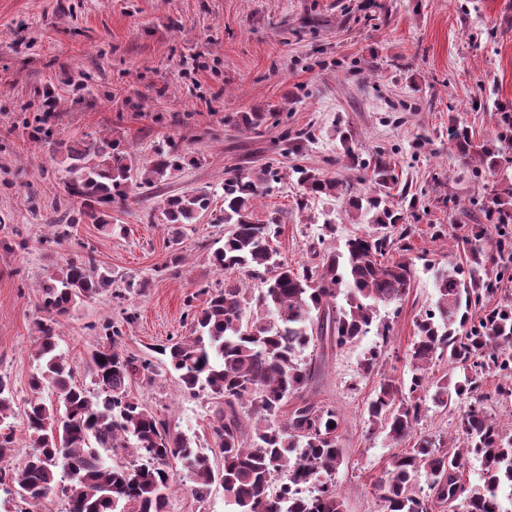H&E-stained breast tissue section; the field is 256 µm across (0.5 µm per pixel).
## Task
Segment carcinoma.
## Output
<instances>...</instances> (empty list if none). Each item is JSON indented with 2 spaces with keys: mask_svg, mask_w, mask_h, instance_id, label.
<instances>
[{
  "mask_svg": "<svg viewBox=\"0 0 512 512\" xmlns=\"http://www.w3.org/2000/svg\"><path fill=\"white\" fill-rule=\"evenodd\" d=\"M240 121L256 130L269 122L276 127L280 118L276 112H245ZM448 141L460 165L477 164L502 173V179L482 206L486 223L460 237L465 263L435 276L437 299L415 321L410 384L383 376L366 413L369 427L386 429L397 447L413 435L427 402L438 408L463 403L466 409L448 443L422 436L391 454L377 482L380 512H431L435 503L460 512H505L501 492L506 486L512 490V434L490 413L482 391L484 379L497 377V399L512 398V305L486 309L495 290L512 283V156L503 146L476 143L463 122L448 128ZM51 151L63 157L69 174L67 203L57 218L58 245L82 221L111 228L112 204L186 165V154L174 144L155 150L141 169L128 163L119 142L106 137ZM286 176L307 195L347 196L348 206L373 230L348 238L341 250L326 249L316 266H292L274 246L282 232L277 212L263 223L252 219L266 184ZM286 176L271 165L255 178L230 175L219 185L224 209L217 215L212 203L219 189L168 196L160 207L159 221L176 231L203 214L228 226L210 256L224 279L199 285L198 293L208 296L204 308L195 310L192 295L186 300L191 335L157 349L185 392L224 401L212 428L223 460L219 468L205 449L192 447L132 396V383H150L157 372L123 348L122 330L112 323L99 327L90 354L94 388L75 383L58 351L59 328L71 309L112 288V274L88 252L65 259L58 273L39 284L47 316L37 321L41 365L29 379L24 408L31 452L18 466L0 469V486L30 505L24 512H35L33 507L59 494L67 499V512H167L172 464L187 471L190 490L200 500L220 486L234 512H345L333 483L343 463L339 418L335 409L300 396L318 371L317 362L303 354L318 341L343 348L372 331L387 342L392 324L380 308L408 294L413 263L401 244L404 215L391 201L397 178L389 164L376 162L373 194L318 169L295 166ZM398 227V238H391L388 231ZM393 250L397 258L380 261ZM242 272L260 287H241ZM443 357L459 371L456 380L429 381L430 366ZM296 394L288 417L279 419ZM13 404L9 378L0 374L1 462L15 448ZM114 448L135 456L136 463H106L100 450ZM472 458L483 465L477 485L463 480ZM421 472L430 479L426 491L416 487ZM276 476L282 483L273 491Z\"/></svg>",
  "mask_w": 512,
  "mask_h": 512,
  "instance_id": "carcinoma-1",
  "label": "carcinoma"
}]
</instances>
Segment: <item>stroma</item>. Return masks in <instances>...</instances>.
Here are the masks:
<instances>
[{
    "mask_svg": "<svg viewBox=\"0 0 512 512\" xmlns=\"http://www.w3.org/2000/svg\"><path fill=\"white\" fill-rule=\"evenodd\" d=\"M512 105V0H0V373L14 389L16 448L30 450L23 421L37 361L36 323L44 317L40 279L65 254L93 251L112 273V290L85 302L60 328L59 348L78 382L91 386L95 326L123 329L122 344L159 362L155 348L185 336L186 297L204 307L198 286L216 280L209 256L223 225L211 217L172 238L158 220L163 197L216 186L229 173L257 176L272 161L307 166L374 186L370 165L388 162L408 187L406 244L415 264L409 293L385 308L393 330L336 349L316 346L320 365L305 394L336 410L344 462L336 488L346 512H379L378 479L392 452L364 415L381 376L409 380L415 320L436 298L434 272L464 261L444 235L484 223L481 204L494 175L459 165L448 142L455 122L476 139L500 133L498 105ZM276 112L277 127L242 129L243 112ZM120 141L133 165L177 145L195 157L160 193L130 191L113 205L115 232L77 224L64 248L52 235L54 208L66 202L67 173L49 141ZM278 212L279 252L311 264L318 244L343 247L362 233L343 197L310 198L291 179L271 184L256 222ZM336 236L321 240L325 213ZM182 264L166 269L172 248ZM380 346L378 372L362 363ZM144 401L195 447H213L222 400L193 397L175 375L135 382ZM168 512H232L221 487L192 495L184 470L170 471Z\"/></svg>",
    "mask_w": 512,
    "mask_h": 512,
    "instance_id": "stroma-1",
    "label": "stroma"
}]
</instances>
